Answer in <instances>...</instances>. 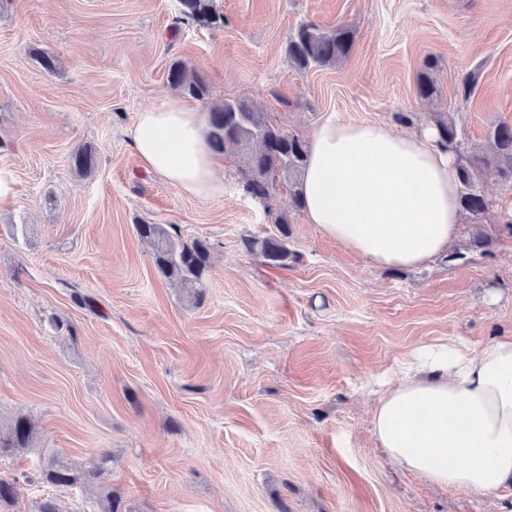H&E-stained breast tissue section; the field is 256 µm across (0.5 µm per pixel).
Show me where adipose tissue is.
Wrapping results in <instances>:
<instances>
[{"label":"adipose tissue","instance_id":"ef3b65f1","mask_svg":"<svg viewBox=\"0 0 512 512\" xmlns=\"http://www.w3.org/2000/svg\"><path fill=\"white\" fill-rule=\"evenodd\" d=\"M140 166L182 194L224 195V160L198 106L171 93L128 132ZM309 223L380 266L425 265L448 251L462 224L456 156L435 126L400 135L377 122L328 113L307 139ZM371 432L389 459L450 488L512 486V336L470 354L425 345L378 397Z\"/></svg>","mask_w":512,"mask_h":512}]
</instances>
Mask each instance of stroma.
Returning <instances> with one entry per match:
<instances>
[{"instance_id": "1", "label": "stroma", "mask_w": 512, "mask_h": 512, "mask_svg": "<svg viewBox=\"0 0 512 512\" xmlns=\"http://www.w3.org/2000/svg\"><path fill=\"white\" fill-rule=\"evenodd\" d=\"M226 24L175 25L177 0H0V421L31 418L38 440L0 456L11 512H512L391 462L371 434L379 394L424 344L479 352L512 336V184L487 172L492 207L464 222L457 260L365 263L291 215L278 268L244 239L275 233L244 196V156L224 154V196H186L139 165L127 137L183 61L204 79L203 112L244 101L308 135L327 113L398 133L453 118L469 155L512 124V0H217ZM344 24L348 58L298 71V23ZM55 56L45 72L34 50ZM436 97H417L426 58ZM473 90L464 93L463 80ZM91 147L80 174L70 157ZM172 226L214 245L205 298L161 278L134 229ZM491 241L472 251L474 233ZM71 324L60 335L50 318ZM102 467L90 487L37 476L50 456Z\"/></svg>"}]
</instances>
